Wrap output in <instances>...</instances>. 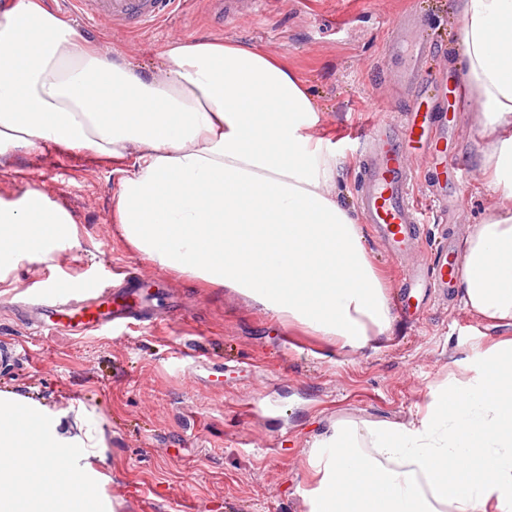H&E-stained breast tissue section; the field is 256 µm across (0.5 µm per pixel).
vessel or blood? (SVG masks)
<instances>
[{"label":"vessel or blood","instance_id":"1","mask_svg":"<svg viewBox=\"0 0 512 512\" xmlns=\"http://www.w3.org/2000/svg\"><path fill=\"white\" fill-rule=\"evenodd\" d=\"M179 3L180 0H87L85 8L92 18L129 21L146 29L173 15ZM387 50L404 59L397 79L409 87L411 102L400 124L385 122L374 126V136L384 138L385 145L378 153L366 156V176L359 185L358 198L365 222L371 224L393 254L402 255L418 247L416 231L422 221L413 197L417 172L408 164L404 144L435 143L427 104L437 79L424 66L429 46L414 35L410 15L389 22ZM461 267L459 258L442 251L436 255L431 272L420 267L409 270L398 298L400 310L410 312L411 301L419 293L442 294L456 287ZM134 288V282L128 280L109 286L95 281H58L48 288L38 286L26 293L32 303L29 323L40 332L67 330L80 335L144 322L156 327L168 324L176 308L173 297H165L166 312L158 315L146 305L130 303Z\"/></svg>","mask_w":512,"mask_h":512}]
</instances>
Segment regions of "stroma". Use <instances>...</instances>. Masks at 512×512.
<instances>
[{
  "mask_svg": "<svg viewBox=\"0 0 512 512\" xmlns=\"http://www.w3.org/2000/svg\"><path fill=\"white\" fill-rule=\"evenodd\" d=\"M409 10L434 46L427 68L444 78L462 73L457 0H261L237 18L213 0H186L182 14L148 33L86 14L71 21L100 48H123L147 64L176 37H221L279 56L326 115L324 135L345 157L341 200L354 208L360 140L410 102L393 77L399 61L385 51L388 21ZM433 119L468 177L449 187L425 153L411 154L426 216L421 248L393 256L364 233L392 297L406 270L433 262L439 241L462 247L495 212L480 170L490 142L476 111L463 100ZM119 181L111 162L81 150L17 152L0 166V196L48 193L72 214L80 240L59 262L0 281V390L21 389L55 410L81 403L94 411L110 444L105 490L118 499L115 512H305L303 491L314 482L307 452L320 431L339 419L408 421L432 390L472 376L484 349L512 337L511 327L472 316L453 296L428 303L413 323L395 314L388 338L341 350L230 289L156 269L111 222ZM121 273L177 296L169 327L40 334L14 309L28 286Z\"/></svg>",
  "mask_w": 512,
  "mask_h": 512,
  "instance_id": "stroma-1",
  "label": "stroma"
}]
</instances>
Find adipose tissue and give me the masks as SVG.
<instances>
[{"instance_id":"ef3b65f1","label":"adipose tissue","mask_w":512,"mask_h":512,"mask_svg":"<svg viewBox=\"0 0 512 512\" xmlns=\"http://www.w3.org/2000/svg\"><path fill=\"white\" fill-rule=\"evenodd\" d=\"M466 90L491 140L499 207L465 240L458 299L512 325V0H459ZM302 80L267 52L173 40L144 70L94 47L45 0L0 5V158L86 149L128 162L123 236L154 267L233 289L346 351L391 333L388 292L341 201L343 156L319 136ZM70 214L37 190L0 197V281L78 246ZM108 443L84 405L55 411L0 391V512H113ZM307 512H512V340L406 422L342 419L308 452ZM78 479L79 498L49 491Z\"/></svg>"}]
</instances>
